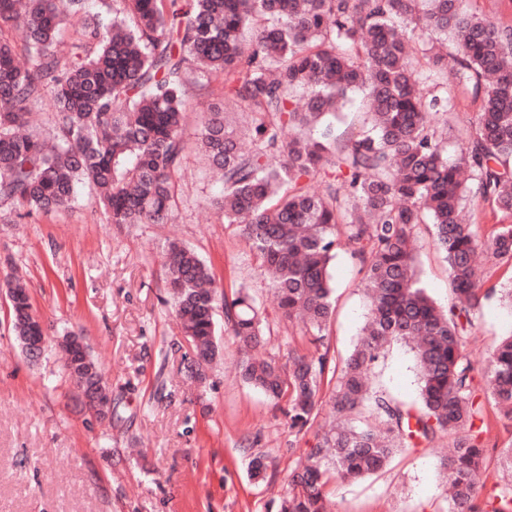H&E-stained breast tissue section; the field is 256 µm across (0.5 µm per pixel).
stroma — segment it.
<instances>
[{
  "mask_svg": "<svg viewBox=\"0 0 512 512\" xmlns=\"http://www.w3.org/2000/svg\"><path fill=\"white\" fill-rule=\"evenodd\" d=\"M207 99L194 100L184 138L188 174L176 184L170 223H108L95 194L81 190L71 208L16 219L0 207V282L19 275L48 326L47 349L30 361L11 329L0 293V512H276L296 459L315 437L288 426L287 400L271 401L237 374L238 346L218 338L220 357L201 386L188 383L191 350L164 282V246L177 240L208 264L226 294L248 288L270 334L261 353L289 369V350L308 352L298 326L285 321L269 281L212 202L219 184L196 149ZM417 266L439 305L450 297L447 266L421 227ZM331 274L335 311L323 348L330 362L358 342L368 300L357 267L338 254ZM470 346L476 364L512 332V309L490 298ZM84 337L112 397L100 421L84 406L55 350L64 335ZM376 386L415 400L413 352L388 347L372 373ZM447 441L400 449L383 470L357 482H333L335 512H447L439 461ZM264 456L263 480L249 463Z\"/></svg>",
  "mask_w": 512,
  "mask_h": 512,
  "instance_id": "1",
  "label": "stroma"
}]
</instances>
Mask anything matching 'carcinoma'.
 <instances>
[{"label":"carcinoma","instance_id":"1","mask_svg":"<svg viewBox=\"0 0 512 512\" xmlns=\"http://www.w3.org/2000/svg\"><path fill=\"white\" fill-rule=\"evenodd\" d=\"M109 22L85 0H0V206L17 217L69 207L88 184L110 224H166L193 92L223 75L224 100L209 103L197 141L223 181L218 206L237 224L268 275L283 318L300 319L316 351H289L282 375L251 351L266 321L244 288L218 291L210 267L179 241L167 244L165 284L182 333L203 370L219 356L216 312L239 345L242 381L276 400L288 394L289 427L306 434L318 417L329 366L317 351L331 321V266L342 250L358 265L369 302L346 357L316 446L296 461L277 512H329L331 479L383 469L395 451L448 438L441 458L448 512H512V445L491 486L484 401L512 421V335L482 368L468 352L478 312L511 288H481L478 255L512 265V224L484 236L462 223L471 197L512 217V27L462 8V0H116ZM67 55L52 46L65 25ZM438 35L431 43L418 32ZM439 93L425 99L420 82ZM360 93L370 127L336 136L314 128ZM479 107L448 157L439 125L455 101ZM49 104L51 130L30 125ZM321 184L315 189L313 183ZM433 227L452 297L438 305L420 285L415 243ZM14 333L39 334L27 288L5 281ZM412 345L419 399L406 403L370 380L391 343ZM69 381L106 388L87 350L64 362ZM368 410L374 422L354 425Z\"/></svg>","mask_w":512,"mask_h":512}]
</instances>
